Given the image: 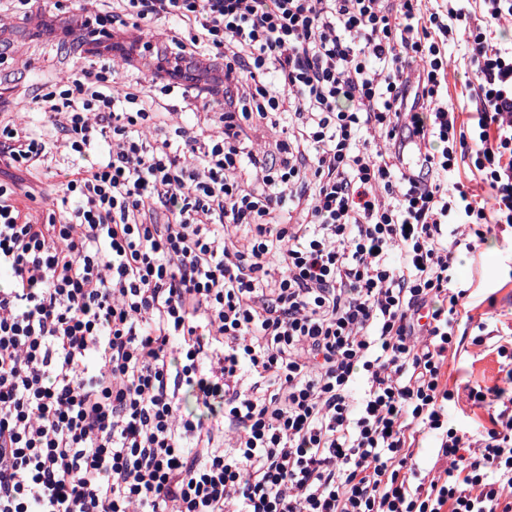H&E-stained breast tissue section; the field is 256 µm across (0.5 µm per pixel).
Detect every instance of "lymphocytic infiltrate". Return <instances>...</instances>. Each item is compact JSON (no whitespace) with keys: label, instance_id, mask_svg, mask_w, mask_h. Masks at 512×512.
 I'll return each mask as SVG.
<instances>
[{"label":"lymphocytic infiltrate","instance_id":"f902f5d3","mask_svg":"<svg viewBox=\"0 0 512 512\" xmlns=\"http://www.w3.org/2000/svg\"><path fill=\"white\" fill-rule=\"evenodd\" d=\"M469 2L78 0L90 61L0 113L62 173L0 180V512H512V398L448 421L456 257L512 229V0ZM451 63L448 71V93L456 98L461 92L466 93L465 84L472 79L467 63L461 59V52L457 43H451L448 48ZM200 67L196 66L192 72L198 84L218 88L224 83V67L222 68L219 62L203 61L200 63ZM215 74H218L219 78H216Z\"/></svg>","mask_w":512,"mask_h":512}]
</instances>
